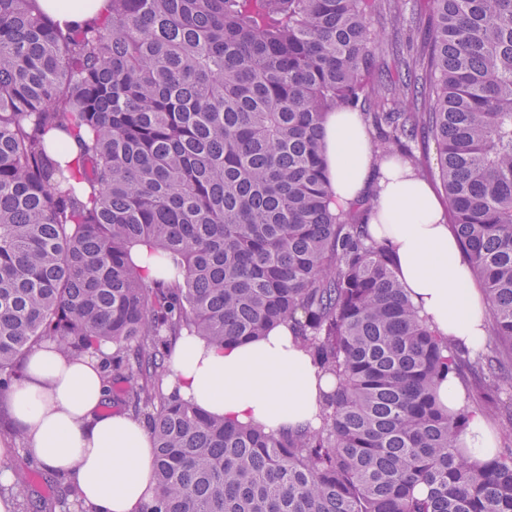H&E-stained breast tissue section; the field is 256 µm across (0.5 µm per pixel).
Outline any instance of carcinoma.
I'll return each mask as SVG.
<instances>
[{"instance_id": "obj_1", "label": "carcinoma", "mask_w": 512, "mask_h": 512, "mask_svg": "<svg viewBox=\"0 0 512 512\" xmlns=\"http://www.w3.org/2000/svg\"><path fill=\"white\" fill-rule=\"evenodd\" d=\"M381 0H109L61 28L0 0V391L46 339L128 383L154 445L143 512H512V443L472 462L512 391V0H431L430 38L372 85ZM364 111L379 158L436 144L448 223L489 304L471 352L420 317L372 206L335 213L323 121ZM85 134L68 163L46 136ZM166 260L151 278L131 258ZM286 323L336 378L316 428L205 414L163 386L172 345ZM477 374L448 412L441 380ZM428 495L418 498L419 485ZM488 424L494 430L495 438ZM480 414H475L469 423L466 433L459 441V447L465 448V453L476 460H486L492 456L495 448L512 436V421L503 418L488 420Z\"/></svg>"}]
</instances>
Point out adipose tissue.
Instances as JSON below:
<instances>
[{"label":"adipose tissue","instance_id":"adipose-tissue-1","mask_svg":"<svg viewBox=\"0 0 512 512\" xmlns=\"http://www.w3.org/2000/svg\"><path fill=\"white\" fill-rule=\"evenodd\" d=\"M39 5L59 25L76 28L101 19L107 0ZM325 131L332 209L372 197L368 230L392 254L419 315L458 346L480 349L488 305L432 187L407 163L376 160L359 113H328ZM166 385L209 414L280 432L318 425L322 396L336 380L280 324L221 348L181 338ZM107 396L97 356L73 357L47 340L27 356L5 399L26 436L25 455L71 482L90 512H141L155 495L150 434L126 414L103 411Z\"/></svg>","mask_w":512,"mask_h":512}]
</instances>
